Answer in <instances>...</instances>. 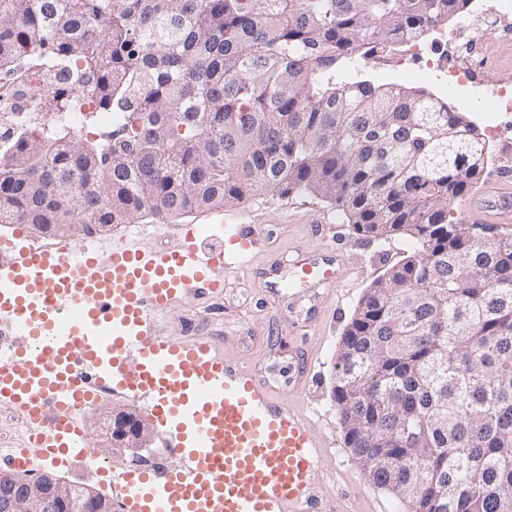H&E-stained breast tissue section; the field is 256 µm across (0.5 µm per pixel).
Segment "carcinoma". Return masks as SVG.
I'll return each instance as SVG.
<instances>
[{"label":"carcinoma","mask_w":512,"mask_h":512,"mask_svg":"<svg viewBox=\"0 0 512 512\" xmlns=\"http://www.w3.org/2000/svg\"><path fill=\"white\" fill-rule=\"evenodd\" d=\"M467 2L0 0V80L49 85L0 141V219L127 224L272 191L410 233L344 331L346 444L410 512H512V232L448 221L488 144L424 90L346 77ZM100 112L123 123L80 136Z\"/></svg>","instance_id":"carcinoma-1"}]
</instances>
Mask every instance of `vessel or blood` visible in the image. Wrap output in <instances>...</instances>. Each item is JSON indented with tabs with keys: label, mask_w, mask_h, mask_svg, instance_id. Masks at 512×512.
<instances>
[{
	"label": "vessel or blood",
	"mask_w": 512,
	"mask_h": 512,
	"mask_svg": "<svg viewBox=\"0 0 512 512\" xmlns=\"http://www.w3.org/2000/svg\"><path fill=\"white\" fill-rule=\"evenodd\" d=\"M512 222V196L472 205ZM256 232L186 233L159 250L130 247L124 231L101 254L87 238L22 245L0 239V403L35 433L36 454H6L16 468L33 459L95 465L84 407L122 391L145 400L177 458L172 468L123 471L113 489L131 512H321L322 440L300 406L276 399L254 374L214 344L176 342L160 319L184 296L215 299L217 272L250 257ZM303 287L344 291L337 248L297 252Z\"/></svg>",
	"instance_id": "obj_1"
}]
</instances>
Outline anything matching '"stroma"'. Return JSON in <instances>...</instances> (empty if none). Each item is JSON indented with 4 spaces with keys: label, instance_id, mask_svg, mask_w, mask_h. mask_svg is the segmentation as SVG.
<instances>
[{
    "label": "stroma",
    "instance_id": "1",
    "mask_svg": "<svg viewBox=\"0 0 512 512\" xmlns=\"http://www.w3.org/2000/svg\"><path fill=\"white\" fill-rule=\"evenodd\" d=\"M254 223L258 243L246 267L223 271L219 301L185 299L161 324L179 340H210L252 371L278 397L297 399L313 411L312 425L326 445L318 497L325 512H365L381 501L387 512H407L393 494L378 488L344 441L331 396L338 346L353 313L371 284L413 251L411 237L382 241L358 235L342 212L310 193L275 192L250 197L235 207L176 217L138 218L136 243L144 249L174 243L178 233L206 232L210 220ZM343 247L351 268L344 300L317 295L300 285L273 291V273H289L299 248Z\"/></svg>",
    "mask_w": 512,
    "mask_h": 512
}]
</instances>
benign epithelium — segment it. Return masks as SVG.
<instances>
[{
    "label": "benign epithelium",
    "mask_w": 512,
    "mask_h": 512,
    "mask_svg": "<svg viewBox=\"0 0 512 512\" xmlns=\"http://www.w3.org/2000/svg\"><path fill=\"white\" fill-rule=\"evenodd\" d=\"M37 234L67 237L81 224H33ZM105 438L118 457L150 447L151 423L141 412L114 405L100 414ZM0 512H115L111 498L93 488L58 479L48 473L35 478L0 468Z\"/></svg>",
    "instance_id": "obj_1"
}]
</instances>
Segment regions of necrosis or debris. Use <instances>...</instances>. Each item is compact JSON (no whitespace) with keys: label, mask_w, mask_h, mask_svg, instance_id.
Masks as SVG:
<instances>
[{"label":"necrosis or debris","mask_w":512,"mask_h":512,"mask_svg":"<svg viewBox=\"0 0 512 512\" xmlns=\"http://www.w3.org/2000/svg\"><path fill=\"white\" fill-rule=\"evenodd\" d=\"M465 22L434 28L429 40L402 39L371 56L375 69L444 90L483 89L487 111L497 115L494 135L512 131V0H469Z\"/></svg>","instance_id":"1"}]
</instances>
